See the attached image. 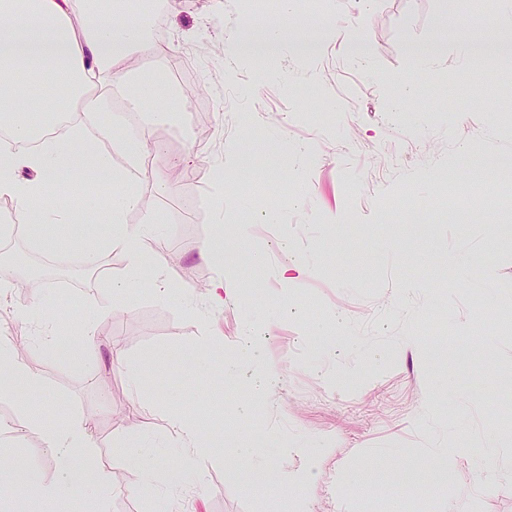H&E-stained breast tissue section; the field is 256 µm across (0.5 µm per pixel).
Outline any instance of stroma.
Masks as SVG:
<instances>
[{"label":"stroma","instance_id":"1","mask_svg":"<svg viewBox=\"0 0 512 512\" xmlns=\"http://www.w3.org/2000/svg\"><path fill=\"white\" fill-rule=\"evenodd\" d=\"M462 0H325L318 53L283 49L260 90L243 95L251 64L224 69V35L262 15L244 0H160L163 51L133 69L178 62L203 96L158 125L138 120L152 165L133 182L138 208L125 224L82 218L33 224L0 237V258L23 256L14 299L44 300L62 337L95 324L93 351L44 360L38 320L0 314V336L22 340L40 379L20 400L0 399V465L21 460L53 476L39 431L7 421L33 413L50 424L93 419L97 458L112 475L108 512H512V222L490 213L454 223L432 206L440 176L470 177L486 160L512 161L498 128L500 96L468 71V37L450 17ZM430 65L416 88L414 59ZM361 151L344 153L343 139ZM186 159L181 174L174 163ZM171 179L167 191L157 183ZM273 210L265 246L255 214ZM152 223L171 290L149 286L154 261L132 266L125 225ZM223 243L206 262L205 243ZM112 259V274L55 293L45 244ZM469 269L448 279L451 257ZM308 268L297 281L283 266ZM224 276L237 297L206 307ZM131 280L129 295L112 290ZM194 416L216 445L182 489L144 485V468L115 449L133 435L165 470L177 455L174 420ZM464 435L471 454L446 460ZM497 466L479 471L485 455ZM315 469L298 492L245 474ZM419 474L404 483L403 471Z\"/></svg>","mask_w":512,"mask_h":512}]
</instances>
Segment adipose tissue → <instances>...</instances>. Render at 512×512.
Returning <instances> with one entry per match:
<instances>
[{
    "instance_id": "1",
    "label": "adipose tissue",
    "mask_w": 512,
    "mask_h": 512,
    "mask_svg": "<svg viewBox=\"0 0 512 512\" xmlns=\"http://www.w3.org/2000/svg\"><path fill=\"white\" fill-rule=\"evenodd\" d=\"M127 13L126 0H0V16L12 20L10 26L0 28V127L8 128L11 135L8 143L0 145V199L9 200L27 222H72L67 207L45 203L57 193L62 174L69 171L93 173L110 185L106 198L91 196L85 201L86 210L96 214L101 223H122L139 204L138 193L127 185L126 173L113 169L109 156L87 139L80 124L70 125L62 136L43 134L29 116L33 90L52 92L41 106L46 120L66 103L82 101L85 113L96 119L113 151L128 155L136 169L149 152L147 140L115 119L104 97L89 95L90 83L97 80L119 91L128 111L150 114L159 121L185 108L180 95H162L151 72L134 73L127 68L129 59L156 49L142 24L127 20ZM286 37L285 28L278 23L245 38L228 33L224 65L229 68L238 60L254 58L262 49L277 52ZM20 167L36 172V179H18L15 171ZM35 427L56 460L55 477L36 479L27 465L16 463L0 475V494L34 483L41 498L50 503L75 501L90 490L99 501H107L112 493L111 478L88 466L96 446L92 421L78 417L64 426H50L25 417L12 425L18 434ZM172 428L179 446L176 460L163 473L148 475L149 482L168 487L180 485L186 475L195 472L198 460L212 452L189 420H179Z\"/></svg>"
}]
</instances>
